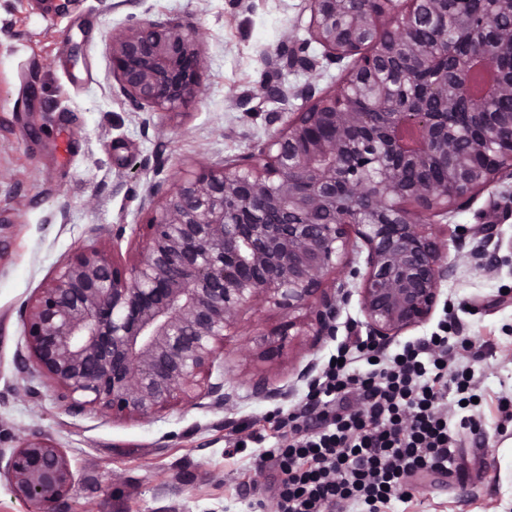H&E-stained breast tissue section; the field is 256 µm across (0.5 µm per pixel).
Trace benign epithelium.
Wrapping results in <instances>:
<instances>
[{"label": "benign epithelium", "instance_id": "obj_1", "mask_svg": "<svg viewBox=\"0 0 512 512\" xmlns=\"http://www.w3.org/2000/svg\"><path fill=\"white\" fill-rule=\"evenodd\" d=\"M450 2L308 0L311 35L325 56L351 59L341 86H268L285 105L303 101L287 118L266 114L268 126L281 124L274 134L241 158L151 184L141 199L145 230L126 253L119 236L110 251L83 247L27 302L30 361L64 390L69 411L100 408L138 420L204 398L228 410L235 395L211 374L243 312L270 303L316 347L336 336L352 296L348 276L360 280L373 341L430 319L457 264L447 260L440 227L425 220L446 218L512 179V114L478 136L448 126L461 99L512 98V78L495 64L512 58V24L496 23L512 18V0H481L483 9L456 16ZM447 22L470 31L469 55L455 56L445 37L414 40L416 29ZM109 55L136 109L172 112L199 99L206 57L190 22L139 21L112 36ZM270 65L314 73L320 61L286 40ZM420 71L433 80L407 88ZM359 97L380 111H359ZM425 167L445 180L407 179L409 169ZM510 212L511 191L466 230L475 242L466 256L485 271L497 267L499 215ZM361 244L364 273L352 266ZM251 395L269 400L287 391L258 380ZM6 468L12 494L39 512H56L74 480L64 450L42 437L23 442Z\"/></svg>", "mask_w": 512, "mask_h": 512}]
</instances>
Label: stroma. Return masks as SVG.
<instances>
[{
  "label": "stroma",
  "mask_w": 512,
  "mask_h": 512,
  "mask_svg": "<svg viewBox=\"0 0 512 512\" xmlns=\"http://www.w3.org/2000/svg\"><path fill=\"white\" fill-rule=\"evenodd\" d=\"M160 16L192 22L207 59L198 102L171 113L134 109L108 52L114 33ZM310 18L306 0H0V457L35 435L63 448L74 480L59 512H255L256 487L281 478L255 467L262 447L276 443L270 412L302 403L303 371L323 366L349 330L366 336L354 295L335 337L313 350L307 337L292 335L271 358L286 317L271 304L255 306L226 338L212 373L235 392L233 408L204 399L145 420L71 413L37 368H17L29 354L24 304L78 247L111 243L119 229L132 238L148 220L140 200L153 181H175L267 140L265 115L280 107L265 96L269 80L289 89L339 86L348 64L325 60ZM287 37L308 43L320 61L315 73L270 74L268 59ZM500 231L496 270L459 262L430 320L385 345L395 351L454 315L481 348L474 369L483 383L480 425L464 433L458 469L419 476L409 497L377 512H512V421L499 412L501 398H512V217ZM258 379L288 396L252 398ZM253 432L263 444L230 447Z\"/></svg>",
  "instance_id": "stroma-1"
}]
</instances>
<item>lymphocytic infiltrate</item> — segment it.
I'll return each instance as SVG.
<instances>
[{"label": "lymphocytic infiltrate", "mask_w": 512, "mask_h": 512, "mask_svg": "<svg viewBox=\"0 0 512 512\" xmlns=\"http://www.w3.org/2000/svg\"><path fill=\"white\" fill-rule=\"evenodd\" d=\"M471 341L438 333L387 355L369 341L330 360L311 384L302 407L278 417L277 445L259 455L282 474L270 496L276 512H354L404 500L424 472L447 473L459 432L477 415L451 427L449 392L474 394L480 386ZM318 425H302L306 414Z\"/></svg>", "instance_id": "obj_1"}]
</instances>
